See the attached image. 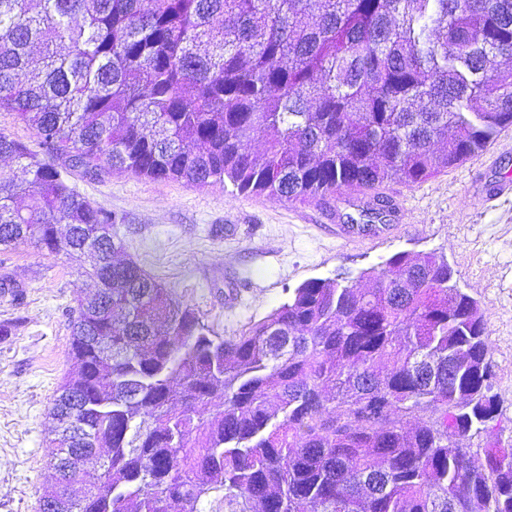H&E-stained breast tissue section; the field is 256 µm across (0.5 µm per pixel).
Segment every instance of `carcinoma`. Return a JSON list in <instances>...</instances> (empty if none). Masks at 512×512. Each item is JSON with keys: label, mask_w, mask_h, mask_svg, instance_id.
<instances>
[{"label": "carcinoma", "mask_w": 512, "mask_h": 512, "mask_svg": "<svg viewBox=\"0 0 512 512\" xmlns=\"http://www.w3.org/2000/svg\"><path fill=\"white\" fill-rule=\"evenodd\" d=\"M512 0H0V246L84 257L40 512H512L487 326L441 254L312 278L224 338L69 183L303 202L415 185L512 128ZM260 133L264 148L251 138ZM426 420L409 428L406 418ZM483 458L478 464L475 458ZM99 470L78 497L84 463ZM0 129L10 134L12 137L28 142L32 145L36 141V132L29 126L14 121L12 116L6 112H0Z\"/></svg>", "instance_id": "cac0c4a2"}]
</instances>
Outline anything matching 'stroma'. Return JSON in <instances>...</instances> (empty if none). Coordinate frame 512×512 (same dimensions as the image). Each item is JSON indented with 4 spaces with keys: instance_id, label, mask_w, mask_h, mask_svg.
I'll return each mask as SVG.
<instances>
[{
    "instance_id": "stroma-1",
    "label": "stroma",
    "mask_w": 512,
    "mask_h": 512,
    "mask_svg": "<svg viewBox=\"0 0 512 512\" xmlns=\"http://www.w3.org/2000/svg\"><path fill=\"white\" fill-rule=\"evenodd\" d=\"M512 180V128L487 150L414 186L380 194L390 216L352 229L359 193L292 202L127 173L69 182L118 224L121 256L139 263L215 332L236 336L311 278L358 274L399 251L437 252L483 309L499 402L494 435L512 442V197L481 201L486 181ZM0 512H40L53 482L51 408L75 370L70 351L77 299L95 283L66 252L25 243L0 248Z\"/></svg>"
}]
</instances>
